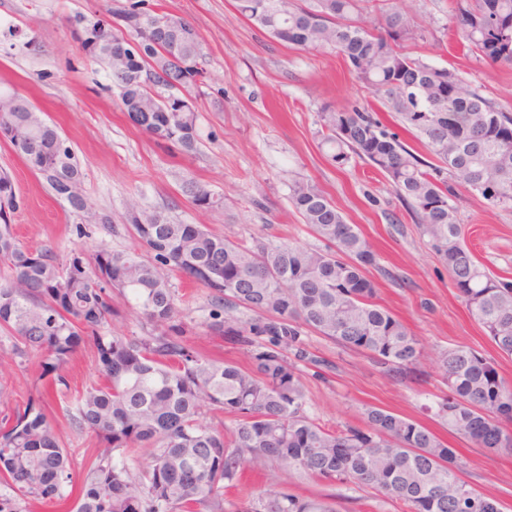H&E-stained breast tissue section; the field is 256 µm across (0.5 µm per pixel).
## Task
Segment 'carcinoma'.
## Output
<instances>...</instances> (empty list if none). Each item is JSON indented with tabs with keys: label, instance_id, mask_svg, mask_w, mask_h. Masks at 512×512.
Here are the masks:
<instances>
[{
	"label": "carcinoma",
	"instance_id": "obj_1",
	"mask_svg": "<svg viewBox=\"0 0 512 512\" xmlns=\"http://www.w3.org/2000/svg\"><path fill=\"white\" fill-rule=\"evenodd\" d=\"M389 0H236L246 19L282 42L336 53L428 156L402 140L374 110L326 106L319 145L339 166L360 159L391 182L426 234L486 336L512 356V280L487 270L468 248L453 200L458 186L496 207L512 208V114L465 76L406 51L425 38ZM110 21L76 13L71 25L84 53L107 66L122 111L158 142L192 156L199 150L196 90L208 79L202 42L186 20L134 0ZM455 42L480 60L512 65V0H452ZM136 49L128 50V42ZM0 131L73 212L87 206L68 184L84 173L58 128L11 86L0 98ZM203 209L223 206L206 186L185 185ZM289 200L323 243L306 248L256 239L239 243L202 224L127 204L126 218L144 253L100 249H31L10 222L17 196L0 174V263L13 280L0 284V326L11 332L20 362L47 357L42 376L60 391L68 357L92 333L100 380L75 402L70 418L105 448L82 479L73 512H340L334 493L301 497L275 487L225 507L224 488L243 470L280 471L327 487L354 485L406 512H500L495 499L461 476L459 449L427 426L385 409L364 408L359 426L325 429L306 412L301 366L328 362L308 349L305 331L371 359L395 382L423 357L422 340L377 302L368 277L378 254L315 185L297 181ZM209 290L208 329L245 348L247 365L202 356L177 323L168 273ZM116 289L143 320L141 336H103L117 315ZM447 392L428 410L477 448L512 453V384L493 359L466 347L434 359ZM208 410L231 417V439L200 420ZM150 447L133 471L128 449ZM75 477L42 408L33 404L0 428V512H27L31 500L66 502Z\"/></svg>",
	"mask_w": 512,
	"mask_h": 512
}]
</instances>
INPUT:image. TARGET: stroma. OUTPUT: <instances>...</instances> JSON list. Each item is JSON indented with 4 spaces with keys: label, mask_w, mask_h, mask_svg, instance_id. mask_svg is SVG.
Wrapping results in <instances>:
<instances>
[{
    "label": "stroma",
    "mask_w": 512,
    "mask_h": 512,
    "mask_svg": "<svg viewBox=\"0 0 512 512\" xmlns=\"http://www.w3.org/2000/svg\"><path fill=\"white\" fill-rule=\"evenodd\" d=\"M166 12L187 19L202 41L208 78L195 101L201 151L193 157L154 141L122 112L110 91L109 71L82 51L69 16H108L113 0H0V20L17 26L18 37L0 36V82L11 83L58 126L85 173L82 189L96 213L111 223L85 222L70 212L11 144L0 138V171L15 186L12 217L18 240L31 248L52 247L60 255L81 248L130 251L136 240L125 219L136 199L146 211H161L188 224L244 242L261 237L316 248L319 240L288 200L289 187L304 180L324 191L374 246L378 267L368 275L380 303L421 337L427 355L414 377L391 382L369 358L345 352L310 332L309 348L330 367L308 376V415L326 427L358 425L362 408L375 405L428 426L460 448L462 476L476 490L512 512V456L472 447L425 410L444 392L433 354L453 346L474 348L494 359L512 383V357L499 355L469 316L448 270L398 201L389 180L360 160L339 168L318 148V115L327 105L366 104L372 96L341 56L301 50L252 24L234 0H162ZM451 0H405L425 40L408 50L466 76L496 106L512 112V66L490 65L448 43ZM205 184L223 197L215 211L198 209L183 190L186 180ZM455 202L466 242L494 274L512 278V208L493 207L465 190ZM169 279L183 338L211 358L244 361L238 345L210 335L207 289ZM42 355L19 362L7 330L0 328V420L41 404L65 446L76 475L98 454L92 432L76 430L68 409L74 397L99 379L92 341H84L62 368L70 391L45 392Z\"/></svg>",
    "instance_id": "35a3bbf8"
}]
</instances>
